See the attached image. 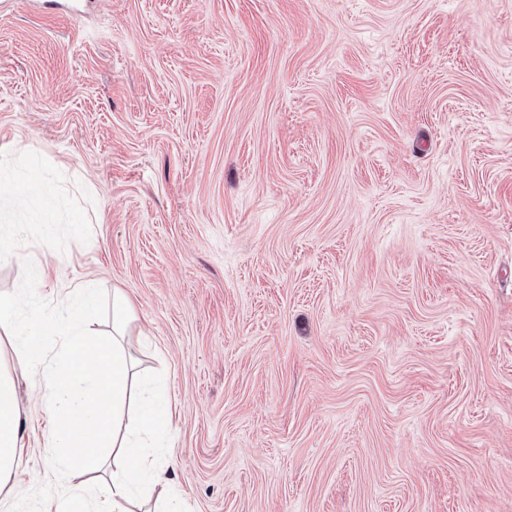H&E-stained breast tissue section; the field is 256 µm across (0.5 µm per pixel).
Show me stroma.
I'll return each mask as SVG.
<instances>
[{
  "mask_svg": "<svg viewBox=\"0 0 512 512\" xmlns=\"http://www.w3.org/2000/svg\"><path fill=\"white\" fill-rule=\"evenodd\" d=\"M0 196L28 316L133 302L180 512H512V0H9Z\"/></svg>",
  "mask_w": 512,
  "mask_h": 512,
  "instance_id": "stroma-1",
  "label": "stroma"
}]
</instances>
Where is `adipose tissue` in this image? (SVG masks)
I'll use <instances>...</instances> for the list:
<instances>
[{
    "label": "adipose tissue",
    "mask_w": 512,
    "mask_h": 512,
    "mask_svg": "<svg viewBox=\"0 0 512 512\" xmlns=\"http://www.w3.org/2000/svg\"><path fill=\"white\" fill-rule=\"evenodd\" d=\"M61 303L67 315L54 328L65 341L57 363L45 365L40 361L45 332L22 319L24 298L0 297V325L10 329L9 347L17 359L34 363L42 401L52 413L53 431L45 444L48 459L66 477L100 471L112 457L120 461L111 486L98 489L94 496L63 491L66 505L61 512H129V503L143 485L176 497L175 484L154 451L173 429L170 398L150 383L132 381V302L122 289H113L108 335L88 332V317L97 307L93 292L71 289ZM127 405L137 413V426L124 433L118 416ZM25 422L17 379L0 356V489H7L17 506L25 494L17 466Z\"/></svg>",
    "instance_id": "adipose-tissue-1"
}]
</instances>
